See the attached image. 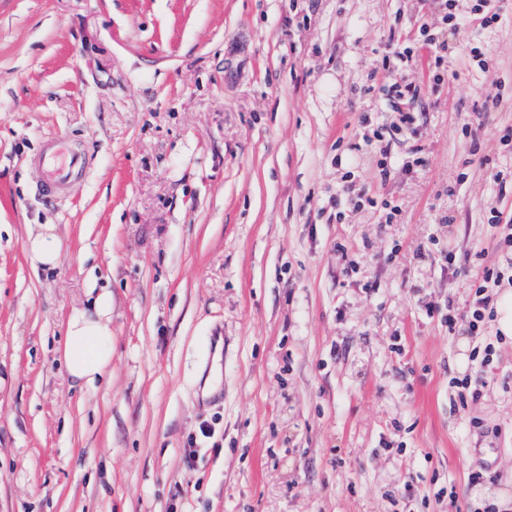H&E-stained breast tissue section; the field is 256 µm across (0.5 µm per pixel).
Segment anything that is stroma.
<instances>
[{
	"label": "stroma",
	"instance_id": "obj_1",
	"mask_svg": "<svg viewBox=\"0 0 512 512\" xmlns=\"http://www.w3.org/2000/svg\"><path fill=\"white\" fill-rule=\"evenodd\" d=\"M476 3L447 29L436 0H0V512L512 499V342L487 322L494 374L460 403L477 341L441 317L504 264L488 218L512 212V0L487 29ZM423 19L441 69L425 47L383 68L391 28ZM394 79L423 95L383 156ZM58 139L86 163L48 196ZM348 172L378 206L349 202ZM32 224L56 226L55 269L29 263ZM92 288L112 294V382L85 390L58 349Z\"/></svg>",
	"mask_w": 512,
	"mask_h": 512
}]
</instances>
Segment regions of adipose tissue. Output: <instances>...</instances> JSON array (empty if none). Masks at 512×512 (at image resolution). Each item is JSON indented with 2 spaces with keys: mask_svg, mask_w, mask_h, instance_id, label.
<instances>
[{
  "mask_svg": "<svg viewBox=\"0 0 512 512\" xmlns=\"http://www.w3.org/2000/svg\"><path fill=\"white\" fill-rule=\"evenodd\" d=\"M62 241L55 225L29 227L25 253L32 266L55 268ZM60 361L67 375L85 387L94 388L112 378V296L87 292L80 308L67 321Z\"/></svg>",
  "mask_w": 512,
  "mask_h": 512,
  "instance_id": "ef3b65f1",
  "label": "adipose tissue"
}]
</instances>
